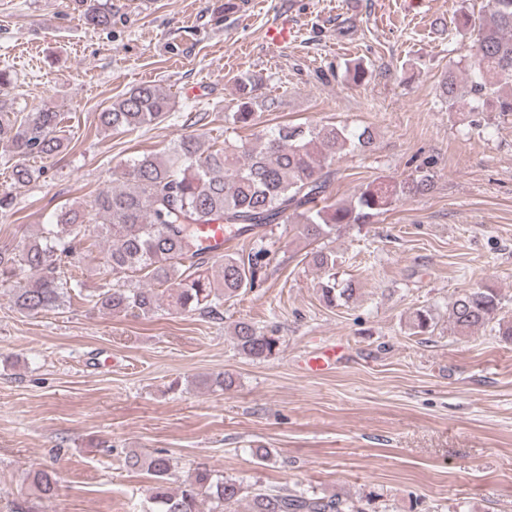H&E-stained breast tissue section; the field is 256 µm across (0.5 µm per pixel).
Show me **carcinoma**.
Masks as SVG:
<instances>
[{"instance_id": "obj_1", "label": "carcinoma", "mask_w": 512, "mask_h": 512, "mask_svg": "<svg viewBox=\"0 0 512 512\" xmlns=\"http://www.w3.org/2000/svg\"><path fill=\"white\" fill-rule=\"evenodd\" d=\"M92 27L112 22V11L91 4L84 13ZM458 27L474 35L475 53L467 64L466 78L448 68L440 84L441 97L453 111L466 96L492 102L502 115L512 114V0H488L476 18L463 12ZM261 79L254 74L238 81L237 108L224 121L241 128L257 125V110L270 111L275 101L259 100ZM172 110L171 97L159 87L142 84L112 101L99 113L101 127L126 132L165 120ZM21 162L12 167L16 188L35 174L24 163L29 158L60 151L66 141L61 114L42 108L0 124ZM374 131L328 122L321 125L286 124L270 133L204 146L193 135L182 137L166 158L144 154L122 172L123 185L94 196L90 208L65 205L54 223L44 224L21 249L0 248V285L11 286L14 306L30 316L57 310L71 301V292L82 289L67 266L77 267L91 251L87 224L89 211L106 217L99 234L108 244L103 268L112 282L78 293L92 307L111 314L136 312L154 315L167 304L182 312L220 314L224 301L259 286L270 265V251L258 237L246 252L228 249L220 273L208 267L207 248L199 227L222 224L231 239L257 233L271 224L300 218L301 235L309 244L328 238L340 228H361L409 198L427 194L433 185L428 170L419 167L401 181L375 179L359 190L355 200L333 197L336 152L365 149L373 144ZM315 268L325 274L320 282L324 302L352 299L355 288L338 286L332 273L336 255L322 247L308 252ZM29 268L35 276L18 279ZM501 297L496 289L473 288L460 293L448 309V323L459 335L487 327L512 339V321L499 317ZM435 325L429 308L413 312L412 328L428 333ZM236 346L244 356L261 361L276 353L279 338L257 330L248 321L233 327ZM126 465L152 478L149 512H236L245 488L235 479L197 465L172 488L174 465L163 451L144 455L131 451ZM25 480L33 498L52 500L58 490L56 472L47 467L27 471ZM248 512H364L359 501L339 494H309L295 489H255Z\"/></svg>"}]
</instances>
